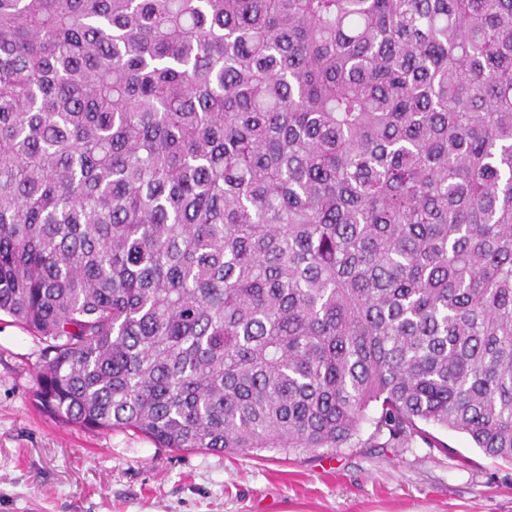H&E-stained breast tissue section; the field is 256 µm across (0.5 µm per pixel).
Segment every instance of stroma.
<instances>
[{"mask_svg":"<svg viewBox=\"0 0 512 512\" xmlns=\"http://www.w3.org/2000/svg\"><path fill=\"white\" fill-rule=\"evenodd\" d=\"M42 347L0 315V512H512V463L436 445L212 453L88 431L34 399Z\"/></svg>","mask_w":512,"mask_h":512,"instance_id":"obj_1","label":"stroma"}]
</instances>
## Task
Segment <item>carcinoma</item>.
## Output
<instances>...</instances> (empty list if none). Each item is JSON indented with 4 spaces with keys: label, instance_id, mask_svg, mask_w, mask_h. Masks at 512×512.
Instances as JSON below:
<instances>
[{
    "label": "carcinoma",
    "instance_id": "obj_1",
    "mask_svg": "<svg viewBox=\"0 0 512 512\" xmlns=\"http://www.w3.org/2000/svg\"><path fill=\"white\" fill-rule=\"evenodd\" d=\"M0 312L86 429L512 462V0H0Z\"/></svg>",
    "mask_w": 512,
    "mask_h": 512
}]
</instances>
